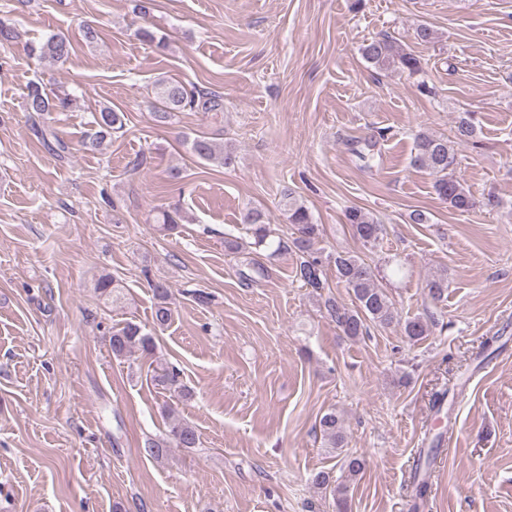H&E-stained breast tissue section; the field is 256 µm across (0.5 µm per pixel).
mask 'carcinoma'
Wrapping results in <instances>:
<instances>
[{"label": "carcinoma", "mask_w": 512, "mask_h": 512, "mask_svg": "<svg viewBox=\"0 0 512 512\" xmlns=\"http://www.w3.org/2000/svg\"><path fill=\"white\" fill-rule=\"evenodd\" d=\"M19 37L20 32L15 23L0 16V47L8 46ZM71 50L70 41L60 34H52L39 43L29 44L30 56L39 61L64 62L69 58ZM361 55L368 64L380 71L406 73L410 76L422 71L420 60L389 35L363 44ZM196 106L207 112H217L223 109L222 98L212 94L201 101L195 91L188 89L180 81H158L156 101L153 103L156 121L165 122L174 113ZM79 107L81 99L65 90L48 92L38 83H32L27 87L25 111L29 113L44 116ZM122 127L121 114L108 106L102 107L96 113L94 131L83 140V148L87 151L98 150ZM474 136L472 114L466 110L457 112L455 138L458 143H467ZM189 151L202 161L219 164L225 168L233 166L236 161V155L230 147L205 135L196 136L190 142ZM411 163L433 177L435 192L448 207L460 212H467L473 208L475 202L472 196L455 175L456 153L453 146L448 143L447 137L426 132L418 133L416 152ZM282 202L288 223L296 227L298 236L290 241L281 237L273 238L264 212L258 208H250L242 216V223L249 226L251 233L250 245L257 250L263 248L274 253L286 251L290 247L304 253V260L296 266L295 277L317 291L325 287L322 279L325 264H333L337 282L343 284L353 294V307L349 308L330 299L325 302V307L345 336L351 339L361 338L368 334L372 325L381 328L397 325L410 342H417L430 334L432 322L428 317L401 319L389 295L378 286L374 268L364 259L348 252H338L326 258L314 252L312 246L319 237L320 228L314 223L309 209L288 190L284 192ZM344 220L349 224L354 237L364 247H378L382 240L383 225L371 213L361 207H349L345 210ZM426 288L432 301H442L448 288L447 271L442 270L432 275ZM96 290L100 295L114 301L121 298L122 286L114 278L103 275L97 280ZM154 293L160 300V305L155 311V324L162 328L171 319V312L166 306L168 291L164 286L157 285L154 287ZM109 346L114 357L123 358L136 350L153 352L154 340L152 336L142 332L139 325L127 322L112 331ZM153 380L156 385L173 394L186 396L185 388L180 383V372L174 367L161 366L156 370ZM318 427L325 447L341 456V475L336 478L328 471H318L312 477V485L318 490L333 493L338 512H347L350 482L364 470V460L353 454L342 453V448L345 447L343 421L336 412L323 414L318 421ZM198 441L195 427L170 412L168 430L164 436L152 440L148 450L154 458L160 459L167 456L173 446L191 449L198 447ZM437 452L438 449L430 448L425 456L417 460L413 492L419 499L427 497L430 492L427 473L434 463Z\"/></svg>", "instance_id": "cac0c4a2"}]
</instances>
